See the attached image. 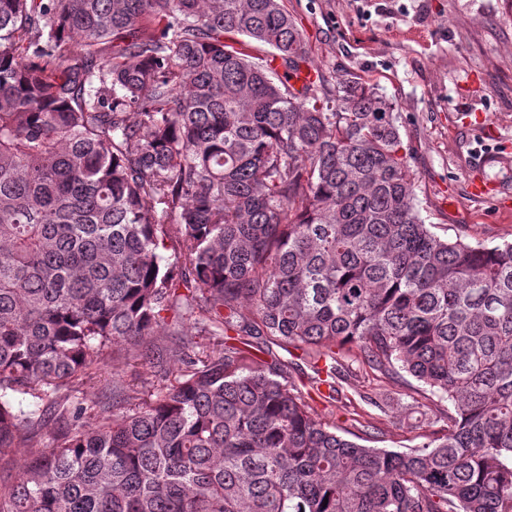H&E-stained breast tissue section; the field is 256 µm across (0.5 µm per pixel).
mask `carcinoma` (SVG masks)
<instances>
[{
    "mask_svg": "<svg viewBox=\"0 0 512 512\" xmlns=\"http://www.w3.org/2000/svg\"><path fill=\"white\" fill-rule=\"evenodd\" d=\"M307 54L281 0H0V512H512V242L435 234L393 103ZM107 345L161 385L88 427ZM288 345L319 398L409 375L447 427L357 443ZM273 348L275 351H277L278 355L281 357L282 360L298 363L300 365V367H297L298 369H296L295 371L291 370L289 380L292 383H295L304 393H306L308 387L305 386L304 383L307 382V377L313 376V371L309 365H306L305 363H302L300 360H297L296 358L293 357L301 354V351L288 348L291 350L292 355H290L287 351L281 348Z\"/></svg>",
    "mask_w": 512,
    "mask_h": 512,
    "instance_id": "1",
    "label": "carcinoma"
}]
</instances>
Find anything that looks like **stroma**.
Wrapping results in <instances>:
<instances>
[{"label":"stroma","instance_id":"obj_1","mask_svg":"<svg viewBox=\"0 0 512 512\" xmlns=\"http://www.w3.org/2000/svg\"><path fill=\"white\" fill-rule=\"evenodd\" d=\"M302 30L311 71L377 85L399 114L418 181L422 218L443 237L488 245L512 241V0H282ZM120 379L141 390L153 368L104 349L91 384L72 392L90 406L112 399ZM369 392L380 418L363 445L405 451L442 429L446 401L422 384L367 381L346 372L334 400L316 404L345 426Z\"/></svg>","mask_w":512,"mask_h":512}]
</instances>
